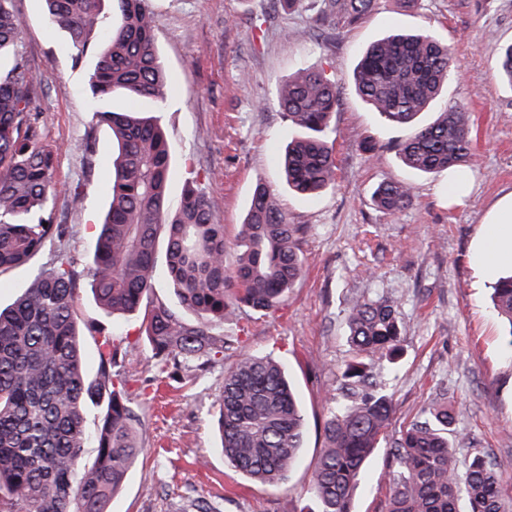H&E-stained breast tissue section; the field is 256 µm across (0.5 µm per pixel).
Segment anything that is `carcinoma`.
Here are the masks:
<instances>
[{
    "instance_id": "carcinoma-1",
    "label": "carcinoma",
    "mask_w": 512,
    "mask_h": 512,
    "mask_svg": "<svg viewBox=\"0 0 512 512\" xmlns=\"http://www.w3.org/2000/svg\"><path fill=\"white\" fill-rule=\"evenodd\" d=\"M45 14L80 60L90 54L94 98H142L156 108L170 86L154 39L148 0H44ZM376 0H323L313 27L325 37L358 24ZM21 20L0 0V276L25 267L67 227L53 223L58 192L55 151L43 143L37 105L39 79L17 49ZM450 45L430 34L393 33L368 46L352 81L356 93L387 121L408 126L403 163L422 174L460 168L471 153L458 103L432 123L416 124L453 70ZM512 85V44L499 58ZM340 92L325 74L302 69L281 88L277 103L303 134L279 157L288 190L315 196L335 181L333 143L326 136ZM117 152L107 209L86 275L96 304L109 315L144 311L141 335L156 369L209 362L226 342L214 329L242 310L277 309L301 278L302 224L288 223L275 192L255 183L227 267L224 225L215 202L189 189L175 213L167 187L172 147L163 129L136 111L101 112ZM412 196L410 184L383 183L373 192L395 213ZM165 244L166 272L179 308L155 295L156 253ZM77 262L62 256L38 271L8 307L0 308V512H108L143 448L140 417L124 395L120 341L96 335L95 373L87 371L83 332L74 310ZM497 312L512 325V275L494 284ZM193 319L188 320L185 315ZM352 357L340 372L336 404L323 424L324 447L312 478L313 506L303 512H353L364 468L390 425L392 398L385 376L397 364L404 330L388 299L353 301L346 314ZM97 428L86 426L90 407ZM457 420L448 404L423 409L392 442L389 494L382 512H506L496 465L482 454L459 460L449 440ZM224 460L255 481L278 486L296 467L306 433L300 402L280 362L245 355L224 373L218 419ZM94 443L96 456L83 460Z\"/></svg>"
}]
</instances>
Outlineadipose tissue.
<instances>
[{"label": "adipose tissue", "mask_w": 512, "mask_h": 512, "mask_svg": "<svg viewBox=\"0 0 512 512\" xmlns=\"http://www.w3.org/2000/svg\"><path fill=\"white\" fill-rule=\"evenodd\" d=\"M475 265L484 279L512 268V194L501 200L484 220Z\"/></svg>", "instance_id": "ef3b65f1"}]
</instances>
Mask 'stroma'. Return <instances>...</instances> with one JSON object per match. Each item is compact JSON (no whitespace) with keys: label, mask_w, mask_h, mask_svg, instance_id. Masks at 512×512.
<instances>
[{"label":"stroma","mask_w":512,"mask_h":512,"mask_svg":"<svg viewBox=\"0 0 512 512\" xmlns=\"http://www.w3.org/2000/svg\"><path fill=\"white\" fill-rule=\"evenodd\" d=\"M315 0H298L285 15L271 0H148L155 43L171 92L153 111L173 148L170 205L187 185L213 198L226 240H233L257 181L274 189L289 223L303 224V276L271 313L225 319L220 335L232 337L222 359L206 369L158 374L141 335L140 316H110L96 305L88 278L75 304L82 323L99 322L126 337L125 390L141 412L144 451L109 512H301L309 506L323 423L337 393L341 366L350 356L346 308L356 298L397 302L405 327L393 397L392 428L408 425L424 407L448 402L458 413L453 438L460 458L487 455L498 467L512 501V348L480 281L473 252L482 219L512 191V86L497 69L499 52L512 42V0H418L401 11L377 0L361 24L324 46L309 34ZM22 21L20 49L38 77L43 141L56 151L54 223L68 234L32 265L0 277V303L27 287L56 255L85 264L96 243L111 179L112 133L98 120L90 92L89 59L78 60L60 30L44 19L42 0H13ZM294 31L286 38L284 29ZM394 30L422 31L448 43L456 74L433 107L420 116L465 103L473 151L462 171L472 184L461 205L448 202V176L407 168L399 148L410 129L393 125L356 94L350 74L362 50ZM335 79L340 104L328 137L334 140V188L313 197L288 191L278 162L299 130L277 106L280 88L296 71ZM382 144L377 160L359 148ZM385 181L413 186L410 203L389 213L373 201ZM81 193L82 205L70 202ZM283 362L302 403L306 424L301 462L280 486L249 480L224 460L216 422L224 373L241 356ZM391 458L380 446L360 481L355 512H381Z\"/></svg>","instance_id":"obj_1"}]
</instances>
